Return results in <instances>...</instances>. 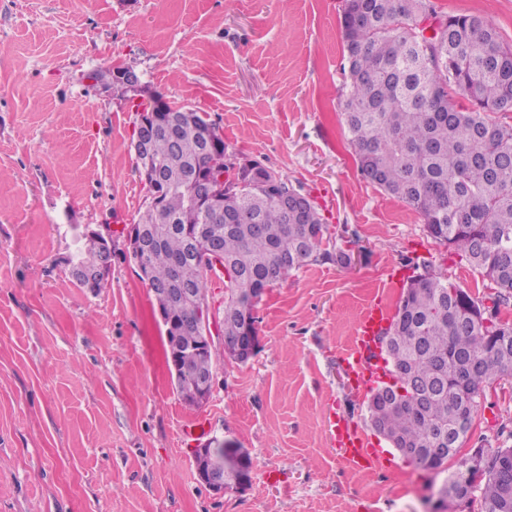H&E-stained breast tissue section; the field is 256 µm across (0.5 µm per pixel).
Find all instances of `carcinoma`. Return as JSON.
I'll return each instance as SVG.
<instances>
[{"label":"carcinoma","instance_id":"obj_1","mask_svg":"<svg viewBox=\"0 0 512 512\" xmlns=\"http://www.w3.org/2000/svg\"><path fill=\"white\" fill-rule=\"evenodd\" d=\"M431 12L443 30L421 39L419 17ZM340 26L348 75L342 87L343 120L361 176L423 218L428 236L464 256L490 281V303L431 271L408 278L398 310L379 334L380 352L391 367L388 405L367 404L375 431L421 468L442 471L448 457L429 453L441 437L455 435L452 403L455 370L475 364L464 396L473 401L486 384L512 376V345L496 348L494 336L512 330L502 309L512 305V123L495 115L512 98V46L474 14H447L432 0H343ZM114 71L88 78L127 95ZM468 104H463L460 99ZM210 123L194 110L172 114L177 140L163 131L150 137V159L163 184L154 190L160 210L144 212L152 246L144 263L158 283L167 282L176 261L180 279L198 290L200 303L214 278L186 258L184 229L201 223L191 204L190 176L206 165L199 129ZM304 193L287 177L258 160L224 182V221L218 230L224 253L223 336L249 344L245 317H254L260 294L310 261L336 258L350 265L351 253L323 249L327 230L316 202L298 222L277 202L281 194ZM71 267L98 247L88 230L76 236ZM158 308L176 323L198 318L200 303L154 294ZM188 330L165 336L167 361L193 348ZM468 459L448 475L467 477L466 494L488 512H512V448L489 449L484 470L469 473Z\"/></svg>","mask_w":512,"mask_h":512}]
</instances>
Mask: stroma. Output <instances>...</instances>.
I'll list each match as a JSON object with an SVG mask.
<instances>
[{"label": "stroma", "mask_w": 512, "mask_h": 512, "mask_svg": "<svg viewBox=\"0 0 512 512\" xmlns=\"http://www.w3.org/2000/svg\"><path fill=\"white\" fill-rule=\"evenodd\" d=\"M512 44V0H435ZM341 0H0V512H432L442 477L372 428L343 357L366 306H398L416 260L474 297L487 282L428 237L421 216L359 174L344 129ZM125 66L148 91L206 113L235 156L310 191L327 250L267 289L260 344L235 363L215 342L199 408L177 393L165 327L128 257L145 200L131 147L136 114L88 73ZM112 237L89 292L66 259L73 225ZM466 445L512 430V382L489 384ZM358 423L385 463L350 465L328 417ZM206 419L203 437L182 425ZM233 443L252 482L217 495L193 451ZM276 473L277 482L267 481Z\"/></svg>", "instance_id": "obj_1"}]
</instances>
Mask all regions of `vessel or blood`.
<instances>
[{
    "label": "vessel or blood",
    "mask_w": 512,
    "mask_h": 512,
    "mask_svg": "<svg viewBox=\"0 0 512 512\" xmlns=\"http://www.w3.org/2000/svg\"><path fill=\"white\" fill-rule=\"evenodd\" d=\"M390 321L389 308L375 301L366 308L358 323L353 346L346 354L345 361L362 389L368 390L375 387L386 376L385 366L369 363L368 356L375 346L379 331ZM330 426L332 440L343 449L347 462L355 466L371 462V451L355 426L342 419L331 420Z\"/></svg>",
    "instance_id": "b4317fda"
}]
</instances>
